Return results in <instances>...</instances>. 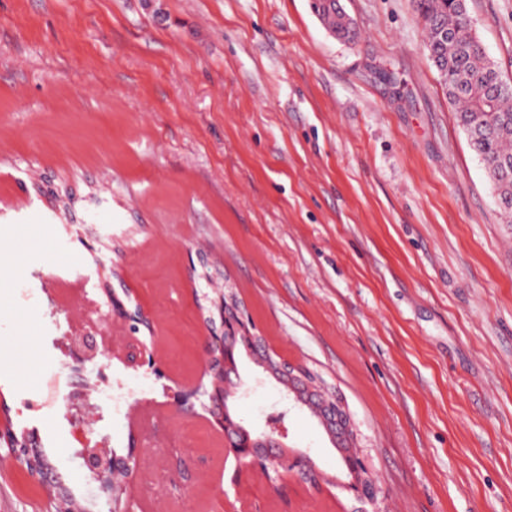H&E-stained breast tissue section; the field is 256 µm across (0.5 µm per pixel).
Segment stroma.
I'll return each mask as SVG.
<instances>
[{
  "label": "stroma",
  "mask_w": 512,
  "mask_h": 512,
  "mask_svg": "<svg viewBox=\"0 0 512 512\" xmlns=\"http://www.w3.org/2000/svg\"><path fill=\"white\" fill-rule=\"evenodd\" d=\"M337 39L310 0H0V426L36 439L55 480L110 512L75 433L135 467L136 512H512V224L424 47L415 0H340ZM512 83V0H467ZM233 295L265 345L320 375L355 425L376 496L310 411L247 356V427L328 484L237 470L207 409L205 344ZM149 365L128 369L129 323ZM96 327L102 361L142 389L39 407ZM193 392L191 407L173 394ZM0 512H51L0 442Z\"/></svg>",
  "instance_id": "35a3bbf8"
}]
</instances>
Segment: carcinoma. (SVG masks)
Segmentation results:
<instances>
[{
	"label": "carcinoma",
	"instance_id": "cac0c4a2",
	"mask_svg": "<svg viewBox=\"0 0 512 512\" xmlns=\"http://www.w3.org/2000/svg\"><path fill=\"white\" fill-rule=\"evenodd\" d=\"M427 36L425 48L438 66L448 100L456 109L459 125L489 172L498 199L512 201V92H494L493 77L500 75L477 37L465 25L466 0H417ZM316 14L337 38L353 41L359 32L336 9V0H318ZM31 472L48 466L37 451L26 452Z\"/></svg>",
	"mask_w": 512,
	"mask_h": 512
}]
</instances>
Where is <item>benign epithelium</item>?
<instances>
[{"label": "benign epithelium", "instance_id": "obj_1", "mask_svg": "<svg viewBox=\"0 0 512 512\" xmlns=\"http://www.w3.org/2000/svg\"><path fill=\"white\" fill-rule=\"evenodd\" d=\"M253 326L243 312L234 317H224L221 335L208 338L209 371L214 375L212 388L208 392L209 413L213 423L224 433V450L235 457L239 468L261 471L270 476V471L280 467H300L309 463L302 453L290 455L284 443L286 433L281 428H272L254 437L241 424L230 425L225 421V403L237 390H247L242 383L237 367L232 361L238 336H243L250 358L255 364L270 373H276L277 381L283 385L285 398L295 404H303L318 418L332 441L337 435L353 430L351 416L343 402L335 395L307 380L301 367L292 363L276 362L266 350L260 337L252 333ZM77 347L82 358L91 361L102 350L95 334L86 331L79 336ZM83 466L92 477L111 489L122 485V479L132 471L129 460L117 456L102 442L84 441L79 450Z\"/></svg>", "mask_w": 512, "mask_h": 512}]
</instances>
